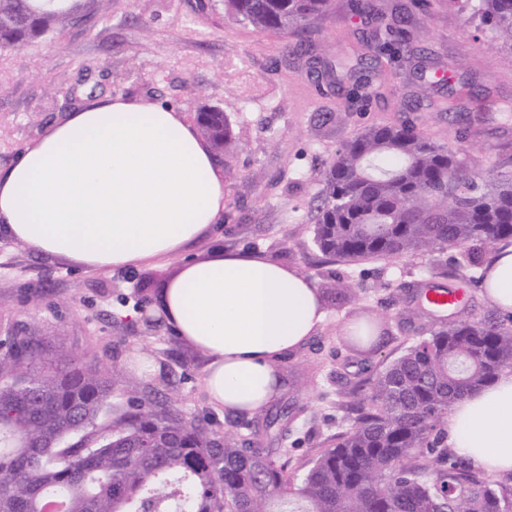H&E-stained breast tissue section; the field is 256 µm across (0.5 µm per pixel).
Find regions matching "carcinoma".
I'll list each match as a JSON object with an SVG mask.
<instances>
[{
	"label": "carcinoma",
	"mask_w": 512,
	"mask_h": 512,
	"mask_svg": "<svg viewBox=\"0 0 512 512\" xmlns=\"http://www.w3.org/2000/svg\"><path fill=\"white\" fill-rule=\"evenodd\" d=\"M0 0V50H19L82 20L85 0ZM420 0L395 5L388 23L401 49ZM512 43V0H454ZM333 0H224L228 16L259 31L296 37L304 51L313 20ZM198 123L213 147L234 139L224 112ZM411 123L373 125L347 142L324 172L313 240L324 255L361 263L413 254L454 255L431 270L455 277L512 245V170L486 178ZM43 336H23L0 356V471L31 490L18 501L0 486V512H500L512 488L448 450L454 404L512 369V314L450 317L426 330L375 377L301 476L285 454L258 440L212 438L150 395L99 422L116 380L68 356L47 365ZM40 384L29 392L27 381ZM84 407L74 412L76 392Z\"/></svg>",
	"instance_id": "cac0c4a2"
}]
</instances>
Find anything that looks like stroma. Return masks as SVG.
Masks as SVG:
<instances>
[{"instance_id": "obj_1", "label": "stroma", "mask_w": 512, "mask_h": 512, "mask_svg": "<svg viewBox=\"0 0 512 512\" xmlns=\"http://www.w3.org/2000/svg\"><path fill=\"white\" fill-rule=\"evenodd\" d=\"M78 24L56 28L20 51L0 50V169L91 95L123 96L177 109L195 123L204 107L221 109L234 133L218 152L224 171V217L193 247L254 250L294 266L318 290L345 281L355 299L326 302L327 318L299 352L278 364L286 388L250 418L213 409L203 389L205 359L170 329L126 315L143 309L177 270L180 257L137 270L87 271L50 261L0 238V353L32 329L51 350L74 354L112 374V407L130 394L151 393L216 439L258 438L286 452L304 474L327 438L350 425L352 389L396 358L420 332L408 321L412 294L431 267L409 256L360 264L324 257L313 241L323 173L342 145L371 125L408 121L432 141L461 146L464 163L482 176L512 166V47L466 23L454 0H425L411 24L408 51H387L379 37L397 0H372L374 16L351 18L347 0L314 21L312 56H288V36L259 32L225 15L224 0H88ZM375 66L378 100L361 111L325 71L337 56ZM454 73L452 87L432 84L433 68ZM468 113L467 128L449 124L441 104ZM384 319L388 337L362 357L349 351L346 326ZM161 366L141 374L136 355Z\"/></svg>"}]
</instances>
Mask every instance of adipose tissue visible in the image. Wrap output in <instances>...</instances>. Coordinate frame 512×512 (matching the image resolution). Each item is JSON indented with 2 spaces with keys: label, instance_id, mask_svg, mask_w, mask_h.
Wrapping results in <instances>:
<instances>
[{
  "label": "adipose tissue",
  "instance_id": "obj_1",
  "mask_svg": "<svg viewBox=\"0 0 512 512\" xmlns=\"http://www.w3.org/2000/svg\"><path fill=\"white\" fill-rule=\"evenodd\" d=\"M224 215V173L210 141L160 104L106 96L69 113L0 170V235L88 269H134L183 255L151 304L207 360L218 410L250 415L283 389L278 363L326 318L296 268L250 250L190 248ZM493 306L512 311V247L486 276ZM448 445L489 471H512V372L448 415Z\"/></svg>",
  "mask_w": 512,
  "mask_h": 512
}]
</instances>
